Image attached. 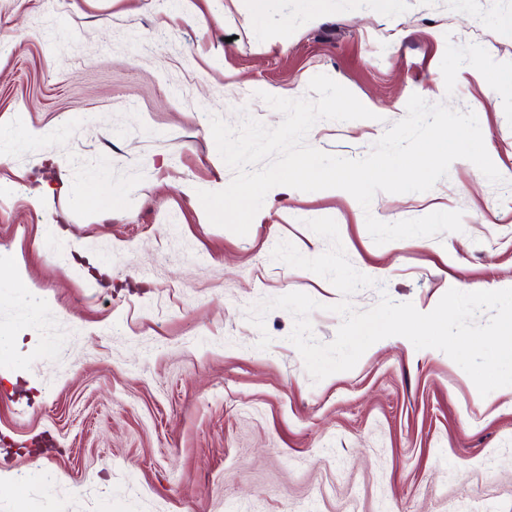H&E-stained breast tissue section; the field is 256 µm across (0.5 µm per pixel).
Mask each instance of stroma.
<instances>
[{
    "label": "stroma",
    "mask_w": 512,
    "mask_h": 512,
    "mask_svg": "<svg viewBox=\"0 0 512 512\" xmlns=\"http://www.w3.org/2000/svg\"><path fill=\"white\" fill-rule=\"evenodd\" d=\"M0 473L27 512H512V392L479 397L440 350L401 336L313 381L294 318L261 300L340 292L273 260L315 257L330 217L356 292L432 311L449 289L512 283V0H0ZM324 74L373 112L309 145L359 159L411 95L473 111L502 176L455 160L424 193L267 196L247 235L201 219L228 186L211 116L277 126L259 92ZM463 213V229L376 244L367 216ZM272 342L258 348L261 332Z\"/></svg>",
    "instance_id": "stroma-1"
}]
</instances>
